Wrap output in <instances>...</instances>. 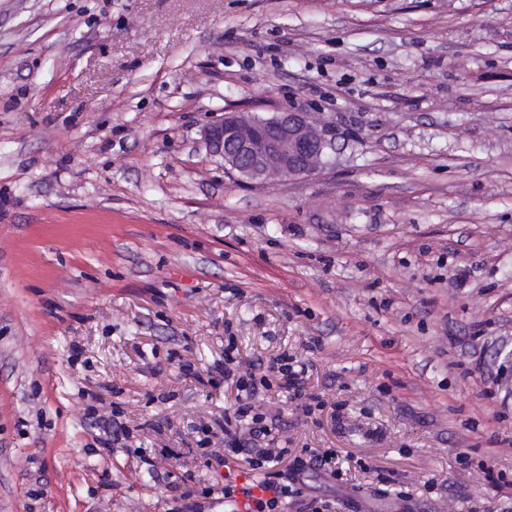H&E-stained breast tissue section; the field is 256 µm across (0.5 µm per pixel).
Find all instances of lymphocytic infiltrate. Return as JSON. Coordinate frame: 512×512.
Instances as JSON below:
<instances>
[{"label": "lymphocytic infiltrate", "mask_w": 512, "mask_h": 512, "mask_svg": "<svg viewBox=\"0 0 512 512\" xmlns=\"http://www.w3.org/2000/svg\"><path fill=\"white\" fill-rule=\"evenodd\" d=\"M183 379L207 378L211 386L234 385V404L218 427L224 435L223 452L205 453L211 471H223L221 488L227 512H336L332 498L305 492L304 476L317 470L328 481L345 484L348 473L334 448H288L279 428L260 410L259 394H287L304 414L323 408L321 396L307 389L308 366L297 357L281 354L272 362L246 363L239 357L234 337L224 339V357L200 375L191 361L179 364Z\"/></svg>", "instance_id": "obj_1"}]
</instances>
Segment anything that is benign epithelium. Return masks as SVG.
Masks as SVG:
<instances>
[{
	"instance_id": "benign-epithelium-1",
	"label": "benign epithelium",
	"mask_w": 512,
	"mask_h": 512,
	"mask_svg": "<svg viewBox=\"0 0 512 512\" xmlns=\"http://www.w3.org/2000/svg\"><path fill=\"white\" fill-rule=\"evenodd\" d=\"M202 135L209 152L223 159L224 169L250 184L316 174L334 149L330 127L299 109L268 115L226 112Z\"/></svg>"
}]
</instances>
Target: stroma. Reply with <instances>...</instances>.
<instances>
[{
    "label": "stroma",
    "mask_w": 512,
    "mask_h": 512,
    "mask_svg": "<svg viewBox=\"0 0 512 512\" xmlns=\"http://www.w3.org/2000/svg\"><path fill=\"white\" fill-rule=\"evenodd\" d=\"M293 108L333 126L315 175L244 184L202 142ZM228 335L344 402H264L372 465L309 473L336 512H512L456 461L512 473V0H0V512H174L236 395L177 361Z\"/></svg>",
    "instance_id": "1"
}]
</instances>
